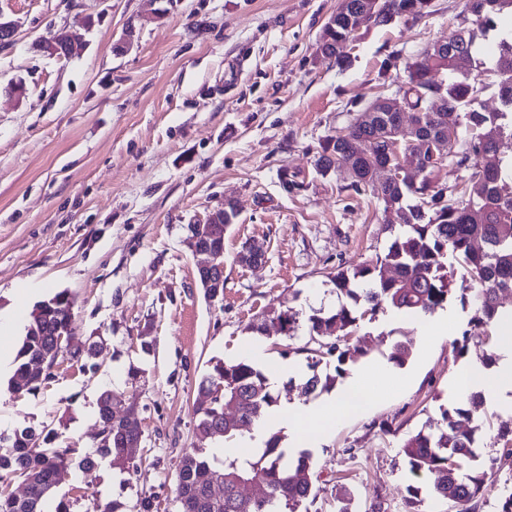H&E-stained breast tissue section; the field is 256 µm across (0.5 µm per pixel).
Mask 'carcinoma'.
I'll list each match as a JSON object with an SVG mask.
<instances>
[{"label":"carcinoma","instance_id":"carcinoma-1","mask_svg":"<svg viewBox=\"0 0 512 512\" xmlns=\"http://www.w3.org/2000/svg\"><path fill=\"white\" fill-rule=\"evenodd\" d=\"M425 0H380L384 15L380 24L410 15L417 19L427 14ZM472 14L482 17L481 28L497 33L498 55L492 63L480 66L472 74L476 34L465 31L462 52L467 65L460 66L441 56L430 45L422 59L408 67L405 83L412 92L414 105L438 96L444 110L436 116L424 113L416 118L418 134L424 139L447 137V166L468 173L470 190L465 198L455 197L454 190H436L433 171L414 174L402 180H389L381 190L370 193L382 202L389 224H401L385 254L374 262H363L350 269H339L331 276L336 288L337 304L325 312L306 314L292 307H270L258 323L248 330L255 336L269 337L268 328H278L277 336L299 337L305 343L298 351L307 354L311 374L302 384L306 396L330 390L342 374V365L355 354L364 355L368 348L358 335L365 315L394 310L431 314L448 303L452 288L448 280V258L461 265L476 285L472 302L474 315L462 338L455 341L454 352L463 355L473 340L491 344L490 323L501 313L499 294L512 292V156H502L493 170L481 168L483 152L499 153L504 130L512 131V0H469ZM355 37L349 18L342 12L324 27L318 48L327 57L340 58V48ZM441 69L446 78L440 84L426 80L429 71ZM497 88L499 108L493 112L478 110L479 93ZM395 126L384 112H375L367 120H353L336 135L327 138L317 151L315 166L326 174L339 158H351L352 142L369 143L368 156L354 161L358 179L351 186L361 190L371 166L389 162V142ZM483 243L476 251L473 243ZM74 299L65 291L34 305L22 344L16 356V369L8 382L13 395L30 393L52 377L57 360L68 353L80 356L72 343L60 342L72 336ZM411 357V348L394 344L388 360L401 367ZM326 359L336 360V375H323L319 365ZM114 391L103 392L97 402L99 442L96 450L81 455L83 469L97 466L98 458L112 456V468L130 471L136 467L129 449L134 447L142 430L130 426L112 413ZM480 393L468 402L441 411L401 444L399 453L416 477L434 476L431 491L435 496L459 506V512H474V503L485 491L495 473L498 458L483 467L462 469V464L477 457L476 431L464 428L460 419L478 414ZM279 403L266 375L246 359L218 360L199 381L194 402L195 432L203 437L215 433L233 440L247 430L258 412ZM12 451L0 454V482L20 479L24 494L15 496L0 491V512H42V503L67 475L72 464L73 448L36 444V435L25 428L14 433ZM501 457L512 461V426L500 425L493 435ZM281 432L269 433L264 448L250 458L224 460L218 468L197 450L184 454L177 474L179 512H298L313 488L310 454L292 458L282 447ZM221 492L215 491V485ZM421 488L409 485L403 496L408 512H419Z\"/></svg>","mask_w":512,"mask_h":512}]
</instances>
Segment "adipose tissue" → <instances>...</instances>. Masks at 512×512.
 I'll list each match as a JSON object with an SVG mask.
<instances>
[{"mask_svg":"<svg viewBox=\"0 0 512 512\" xmlns=\"http://www.w3.org/2000/svg\"><path fill=\"white\" fill-rule=\"evenodd\" d=\"M492 328L496 333L494 350L502 355L503 362L494 372L485 370L476 362L461 366L454 378L459 397H467L475 390L491 394L512 391V312L501 314L493 322ZM363 377V371H356L330 408L288 407L277 413V422L287 426L295 447L303 448L314 443L316 437L327 436L346 417L366 409L372 395L365 388Z\"/></svg>","mask_w":512,"mask_h":512,"instance_id":"adipose-tissue-1","label":"adipose tissue"}]
</instances>
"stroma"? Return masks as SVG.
Masks as SVG:
<instances>
[{
	"label": "stroma",
	"mask_w": 512,
	"mask_h": 512,
	"mask_svg": "<svg viewBox=\"0 0 512 512\" xmlns=\"http://www.w3.org/2000/svg\"><path fill=\"white\" fill-rule=\"evenodd\" d=\"M339 0H0L16 39L0 47V314L13 317L0 367V433L54 430L56 445L90 450L98 440L97 399L108 389L137 404L143 432L137 470L110 458L71 466L56 490L70 512L92 498L137 512H177L176 478L186 451L224 459L225 443L196 435V387L211 362L248 348L249 323L270 306L330 307L337 269L384 254L401 227L383 205L339 172L315 169L320 143L341 131L380 92H396L406 68L431 42L470 26L468 0H432L428 14L362 29L343 64L317 43ZM138 38L117 55L127 22ZM66 26L80 54L50 58L39 40ZM26 88L17 97L16 84ZM232 202L224 236V296L206 298L188 227ZM262 247L261 265L241 263ZM447 338L426 342L414 314L380 313L360 331L371 349L344 376L369 371L374 398L315 442L313 501L299 512H368L382 501L401 512L411 483L404 438L460 404L454 375L481 360L473 342L453 343L474 313L473 283L455 273ZM75 300L74 336L93 356L66 358L40 390L12 395L23 328L33 306L55 293ZM151 342L143 352L142 342ZM408 343L398 372L379 376L396 342ZM137 376H129L130 367Z\"/></svg>",
	"instance_id": "stroma-1"
}]
</instances>
